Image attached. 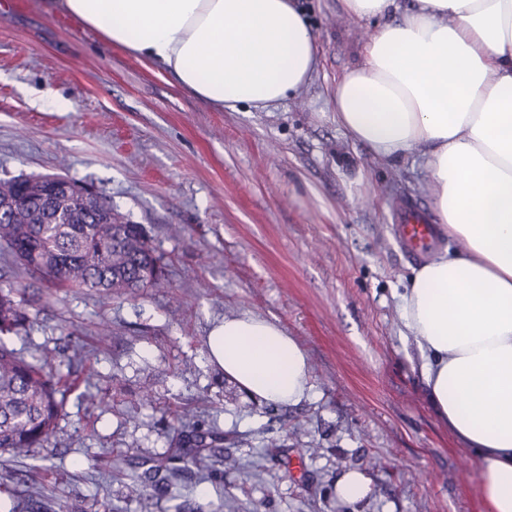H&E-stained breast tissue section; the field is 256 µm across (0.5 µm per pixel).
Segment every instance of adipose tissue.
Here are the masks:
<instances>
[{"label":"adipose tissue","instance_id":"adipose-tissue-1","mask_svg":"<svg viewBox=\"0 0 512 512\" xmlns=\"http://www.w3.org/2000/svg\"><path fill=\"white\" fill-rule=\"evenodd\" d=\"M373 20L337 77L332 120L394 166L422 162L437 231L398 316L438 417L481 475L488 512H512V0H339ZM108 44L172 76L200 102L266 111L320 68L302 0H55ZM207 358L249 395L295 406L311 364L278 324L225 317Z\"/></svg>","mask_w":512,"mask_h":512}]
</instances>
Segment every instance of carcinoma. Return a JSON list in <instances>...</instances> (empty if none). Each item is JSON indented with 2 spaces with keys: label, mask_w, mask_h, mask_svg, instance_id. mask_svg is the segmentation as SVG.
<instances>
[{
  "label": "carcinoma",
  "mask_w": 512,
  "mask_h": 512,
  "mask_svg": "<svg viewBox=\"0 0 512 512\" xmlns=\"http://www.w3.org/2000/svg\"><path fill=\"white\" fill-rule=\"evenodd\" d=\"M42 175H18L0 180V196L19 195L27 184ZM101 207L111 217L109 224L95 223V216L75 204L62 201L63 222H52V214L37 200L17 209L15 215L0 214V254L36 283L69 291L95 292L126 300H137L149 288L165 280L163 256L144 227L101 197ZM25 287L0 277V336L19 335L34 325ZM61 378L50 360H29L0 339V457L25 458L34 448L48 443L62 410L57 399ZM239 467V461L222 448L194 436L182 447L156 460L139 479L134 492L148 499L156 490V477L164 474L171 484L192 471L202 479L216 472V465Z\"/></svg>",
  "instance_id": "obj_1"
}]
</instances>
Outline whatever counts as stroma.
Returning <instances> with one entry per match:
<instances>
[{
    "mask_svg": "<svg viewBox=\"0 0 512 512\" xmlns=\"http://www.w3.org/2000/svg\"><path fill=\"white\" fill-rule=\"evenodd\" d=\"M308 5L318 76L271 111L229 112L53 0H0V178L92 184L144 226L168 275L135 302L55 291L51 306L30 307V334L7 336L58 363L80 344L96 371L64 394L50 443L14 462L19 498L41 491L48 512H217L225 494L239 512H484L479 473L412 369L397 313L424 259L402 245L394 212L403 201L431 211L427 172L380 164L337 130L333 83L371 26L341 17L337 0ZM238 313L305 350L308 400L271 407L208 362L209 328ZM177 408L226 438L241 467L186 475L140 505L130 486L170 448ZM349 470L369 485L357 501L337 496Z\"/></svg>",
    "mask_w": 512,
    "mask_h": 512,
    "instance_id": "stroma-1",
    "label": "stroma"
}]
</instances>
